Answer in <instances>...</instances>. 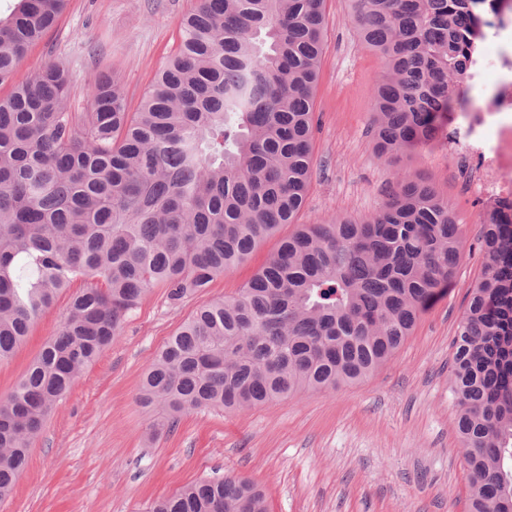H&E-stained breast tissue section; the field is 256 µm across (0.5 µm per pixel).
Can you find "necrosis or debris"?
<instances>
[{
  "label": "necrosis or debris",
  "mask_w": 512,
  "mask_h": 512,
  "mask_svg": "<svg viewBox=\"0 0 512 512\" xmlns=\"http://www.w3.org/2000/svg\"><path fill=\"white\" fill-rule=\"evenodd\" d=\"M482 47L465 81L469 103L457 111L448 155L476 166L469 184L482 206L480 223L512 221V0H492Z\"/></svg>",
  "instance_id": "necrosis-or-debris-1"
}]
</instances>
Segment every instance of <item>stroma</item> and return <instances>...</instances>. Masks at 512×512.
<instances>
[{
	"mask_svg": "<svg viewBox=\"0 0 512 512\" xmlns=\"http://www.w3.org/2000/svg\"><path fill=\"white\" fill-rule=\"evenodd\" d=\"M195 0H71L58 26L15 75L63 62L70 109H88L89 75L113 76L137 111L157 70L180 43L179 22ZM324 54L314 112V169L301 220L359 219L376 212L399 173L426 178L463 222L456 274L395 357L370 377L336 390L301 393L227 413L184 416L156 439L136 402L144 370L181 322L212 300L235 295L275 248L180 301L151 288L122 331L58 402L31 444L29 464L0 512H148L152 502L213 475L249 478L268 512H468V468L448 388L457 325L480 272L479 206L468 176L448 158V124L430 146L393 162L373 150L370 115L383 63L359 42L349 0H325ZM62 294L9 361L8 393L59 330Z\"/></svg>",
	"mask_w": 512,
	"mask_h": 512,
	"instance_id": "35a3bbf8",
	"label": "stroma"
}]
</instances>
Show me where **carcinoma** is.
<instances>
[{"mask_svg":"<svg viewBox=\"0 0 512 512\" xmlns=\"http://www.w3.org/2000/svg\"><path fill=\"white\" fill-rule=\"evenodd\" d=\"M479 0H351L377 53L372 123L387 161L433 142L464 102ZM69 0H19L0 18V85ZM324 0H197L177 52L137 111L93 74L88 112L46 63L0 98V362L77 280L63 324L0 395V500L33 439L155 285L173 300L295 230L231 297L197 308L146 368L137 403L156 435L192 411L235 413L354 384L395 355L461 259L457 212L419 175L355 220L300 217L313 174ZM482 268L453 341L451 392L469 512H512V223L479 237ZM150 512H267L237 476L187 484Z\"/></svg>","mask_w":512,"mask_h":512,"instance_id":"1","label":"carcinoma"}]
</instances>
